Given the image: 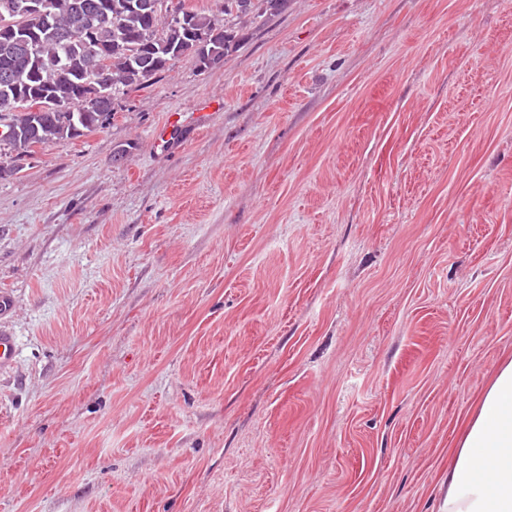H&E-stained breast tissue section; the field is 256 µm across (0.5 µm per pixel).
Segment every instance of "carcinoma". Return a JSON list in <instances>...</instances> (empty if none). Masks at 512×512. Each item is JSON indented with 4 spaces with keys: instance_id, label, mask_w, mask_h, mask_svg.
<instances>
[{
    "instance_id": "obj_1",
    "label": "carcinoma",
    "mask_w": 512,
    "mask_h": 512,
    "mask_svg": "<svg viewBox=\"0 0 512 512\" xmlns=\"http://www.w3.org/2000/svg\"><path fill=\"white\" fill-rule=\"evenodd\" d=\"M13 24L0 25V108L22 95H45L50 108L18 118V132L9 142L17 160L42 147L77 139L104 128L112 113L108 103L86 105L94 84L106 74L112 96L152 84L182 57L196 62L206 55L225 61L236 35L223 20L180 0L181 17L148 11L147 0H46L45 17L19 12L26 0H8ZM289 0H222L221 13L252 25L288 9ZM97 49L91 54L85 32ZM30 43L31 53L19 41Z\"/></svg>"
}]
</instances>
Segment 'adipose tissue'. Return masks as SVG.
I'll return each mask as SVG.
<instances>
[{
    "label": "adipose tissue",
    "instance_id": "adipose-tissue-1",
    "mask_svg": "<svg viewBox=\"0 0 512 512\" xmlns=\"http://www.w3.org/2000/svg\"><path fill=\"white\" fill-rule=\"evenodd\" d=\"M475 405L448 451L442 512H512V357Z\"/></svg>",
    "mask_w": 512,
    "mask_h": 512
}]
</instances>
